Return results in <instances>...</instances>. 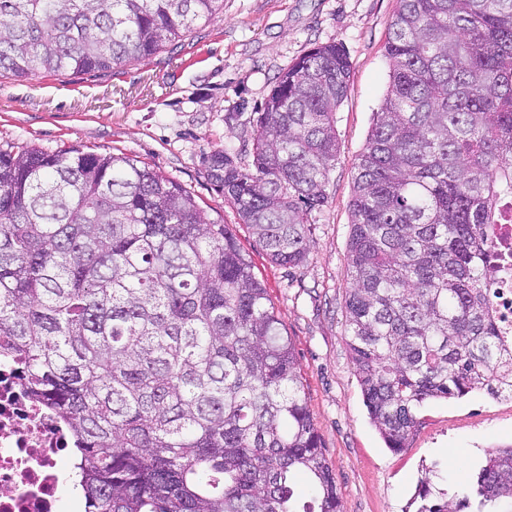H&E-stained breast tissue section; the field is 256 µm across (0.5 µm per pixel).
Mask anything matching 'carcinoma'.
<instances>
[{
	"label": "carcinoma",
	"mask_w": 512,
	"mask_h": 512,
	"mask_svg": "<svg viewBox=\"0 0 512 512\" xmlns=\"http://www.w3.org/2000/svg\"><path fill=\"white\" fill-rule=\"evenodd\" d=\"M224 0H0V75L94 73L174 49ZM389 86L359 155L345 297L371 420L398 450L430 399L512 394L482 284L512 208V0H399ZM351 62L288 66L254 116L251 167L205 172L271 260L310 252ZM0 349L76 439L84 512H341L291 341L227 224L122 154L0 149ZM512 512V446L453 500Z\"/></svg>",
	"instance_id": "cac0c4a2"
}]
</instances>
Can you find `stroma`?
Masks as SVG:
<instances>
[{
	"mask_svg": "<svg viewBox=\"0 0 512 512\" xmlns=\"http://www.w3.org/2000/svg\"><path fill=\"white\" fill-rule=\"evenodd\" d=\"M399 0H224V12L180 47L96 74L19 81L0 76V148L78 146L147 163L235 232L288 334L342 512H416V488L457 491L487 450L512 445V405L473 392L426 401L406 448L387 447L365 407L345 336L347 249L355 166L389 84L385 56ZM351 62L336 112L339 152L328 201L312 213L307 264L289 274L216 192L205 158L251 162L254 114L277 77L314 45Z\"/></svg>",
	"mask_w": 512,
	"mask_h": 512,
	"instance_id": "1",
	"label": "stroma"
}]
</instances>
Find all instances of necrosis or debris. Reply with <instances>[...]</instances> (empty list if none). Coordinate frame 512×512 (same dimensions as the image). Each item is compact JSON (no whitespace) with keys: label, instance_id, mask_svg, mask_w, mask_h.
<instances>
[{"label":"necrosis or debris","instance_id":"4bbe7bcc","mask_svg":"<svg viewBox=\"0 0 512 512\" xmlns=\"http://www.w3.org/2000/svg\"><path fill=\"white\" fill-rule=\"evenodd\" d=\"M484 283L501 344L512 347V218L490 227ZM17 363L0 359V512H61V464L74 444L60 418L36 402Z\"/></svg>","mask_w":512,"mask_h":512}]
</instances>
